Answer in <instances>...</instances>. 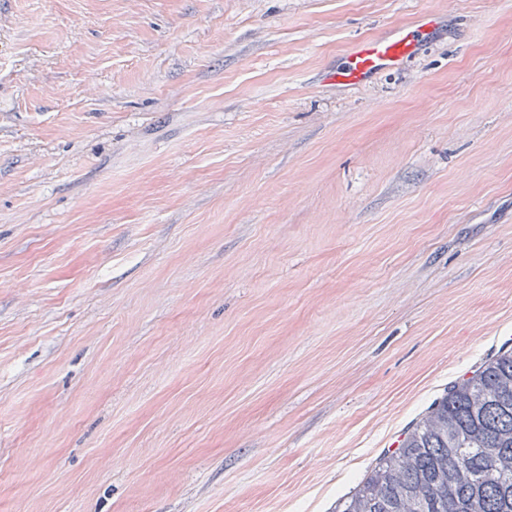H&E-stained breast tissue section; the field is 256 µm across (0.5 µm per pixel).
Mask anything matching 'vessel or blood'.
<instances>
[{
    "instance_id": "vessel-or-blood-1",
    "label": "vessel or blood",
    "mask_w": 512,
    "mask_h": 512,
    "mask_svg": "<svg viewBox=\"0 0 512 512\" xmlns=\"http://www.w3.org/2000/svg\"><path fill=\"white\" fill-rule=\"evenodd\" d=\"M424 35V29L418 28L403 32L393 39L360 43L347 55L336 77L351 84L362 83L372 74L400 63L413 52Z\"/></svg>"
}]
</instances>
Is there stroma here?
<instances>
[{"instance_id":"obj_1","label":"stroma","mask_w":512,"mask_h":512,"mask_svg":"<svg viewBox=\"0 0 512 512\" xmlns=\"http://www.w3.org/2000/svg\"><path fill=\"white\" fill-rule=\"evenodd\" d=\"M510 347L512 0H0V512H334ZM425 34L423 28H418L403 32L394 39L360 43L346 56L336 78L351 84L362 83L372 74L400 63L413 52Z\"/></svg>"}]
</instances>
